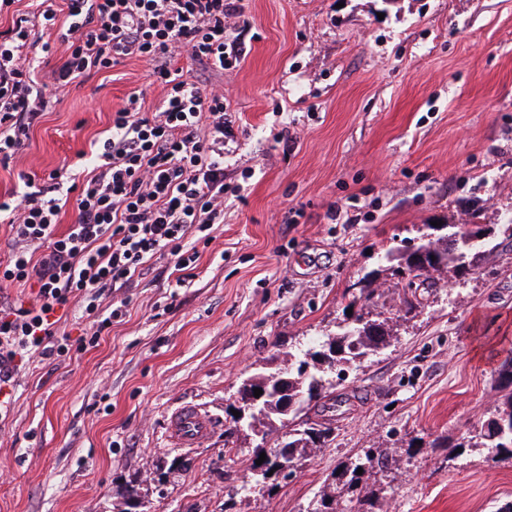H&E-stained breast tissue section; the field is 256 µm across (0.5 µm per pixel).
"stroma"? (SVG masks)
Returning a JSON list of instances; mask_svg holds the SVG:
<instances>
[{
    "label": "stroma",
    "mask_w": 512,
    "mask_h": 512,
    "mask_svg": "<svg viewBox=\"0 0 512 512\" xmlns=\"http://www.w3.org/2000/svg\"><path fill=\"white\" fill-rule=\"evenodd\" d=\"M242 6L226 33L244 58L206 77L224 89V181L239 194L184 286L154 257L104 297L123 315L95 344L24 363L0 422V512H118L127 482L176 456L185 470L147 491L144 512H310L326 487L360 512L334 475L366 448L394 460L373 512H497L512 502V458L457 444L492 416L512 358V239L499 231L512 217V0ZM62 55L37 58L48 106L0 161V196L21 172L92 169L127 96H163L137 58L55 90L44 80ZM474 210L496 229L476 274L420 289L398 342L345 368L325 401L335 441L293 480L258 485L255 442L224 452L241 383L335 331L386 248ZM183 406L214 429L179 448L167 422Z\"/></svg>",
    "instance_id": "obj_1"
}]
</instances>
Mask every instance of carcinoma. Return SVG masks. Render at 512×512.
<instances>
[{"instance_id":"carcinoma-1","label":"carcinoma","mask_w":512,"mask_h":512,"mask_svg":"<svg viewBox=\"0 0 512 512\" xmlns=\"http://www.w3.org/2000/svg\"><path fill=\"white\" fill-rule=\"evenodd\" d=\"M479 213L469 215L464 224H446V233L433 240H423L415 250L434 252V258L427 259L428 270L412 274L408 265L407 249L389 248L379 258L378 269L371 272L361 282V288L352 294L346 308L352 310L354 321L343 320L334 335H326L309 347L300 356L295 357V367L284 370L283 374L267 379L256 377L245 380L242 386L252 390L260 388L268 392L269 411L263 417L252 415L240 421L233 419L234 426L224 431L226 453L238 451L237 440L242 433L266 439L274 431V421H288V456H272L265 462L270 471L283 470L281 479L286 481L290 473L286 469L290 464L299 463L335 440L332 428L310 418L295 422L304 411L314 408V404L331 396L336 384L329 375L338 363H359L378 348L388 344L395 336L399 318L386 317L377 310L378 300L385 293L388 279L399 278L404 281L402 293L398 294L397 312L402 318L420 308L417 297L418 288L427 282L433 272H446L448 277L461 280L470 271L479 267L481 252L475 243L493 234L490 228L478 224ZM501 392L497 409L477 434L467 433L461 437V448H492L498 455L512 458V360L505 362L498 373ZM365 467L363 473L356 474L359 464L351 462L340 473L346 491L361 504L368 503L370 480L377 473L392 466L389 456L369 448L362 458ZM279 479V480H281ZM278 479L272 480V486L279 485ZM121 512H143L140 487L129 484L121 494ZM314 512H339L336 495L321 491Z\"/></svg>"}]
</instances>
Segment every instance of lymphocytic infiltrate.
Listing matches in <instances>:
<instances>
[{"instance_id":"f902f5d3","label":"lymphocytic infiltrate","mask_w":512,"mask_h":512,"mask_svg":"<svg viewBox=\"0 0 512 512\" xmlns=\"http://www.w3.org/2000/svg\"><path fill=\"white\" fill-rule=\"evenodd\" d=\"M239 0H37L0 32V158L14 157L46 107L32 78L34 50L64 45L49 79L65 87L127 58L148 62L164 96L154 111L132 93L112 115V134L89 174L52 170L41 180L20 174L21 192L0 200L9 227L0 286L29 289L32 300L0 306V417L13 410L12 389L24 358L65 360L61 312L72 302L95 313L112 288L124 285L155 255L177 271L196 269L190 238L224 221V94L185 77L189 57L223 72L243 47L225 35ZM44 39L30 41V25ZM77 216L59 232L61 211Z\"/></svg>"}]
</instances>
